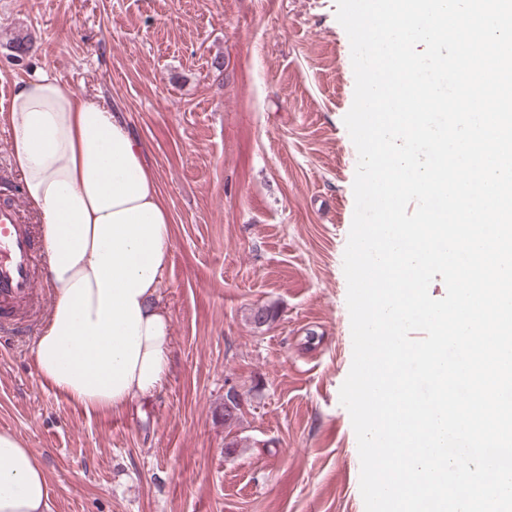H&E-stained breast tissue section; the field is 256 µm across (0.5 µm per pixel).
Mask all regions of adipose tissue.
Masks as SVG:
<instances>
[{"label":"adipose tissue","instance_id":"ef3b65f1","mask_svg":"<svg viewBox=\"0 0 512 512\" xmlns=\"http://www.w3.org/2000/svg\"><path fill=\"white\" fill-rule=\"evenodd\" d=\"M5 121L25 199L41 219L54 301L31 348L39 378L85 410L160 390L172 336L161 302L172 220L128 121L44 70ZM0 512H53L31 449L0 430Z\"/></svg>","mask_w":512,"mask_h":512}]
</instances>
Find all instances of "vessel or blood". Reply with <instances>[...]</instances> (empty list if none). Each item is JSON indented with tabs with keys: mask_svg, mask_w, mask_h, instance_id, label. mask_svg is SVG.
<instances>
[{
	"mask_svg": "<svg viewBox=\"0 0 512 512\" xmlns=\"http://www.w3.org/2000/svg\"><path fill=\"white\" fill-rule=\"evenodd\" d=\"M37 251L32 225L18 200L0 198V324L17 330L37 295Z\"/></svg>",
	"mask_w": 512,
	"mask_h": 512,
	"instance_id": "b4317fda",
	"label": "vessel or blood"
}]
</instances>
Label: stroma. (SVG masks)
I'll return each instance as SVG.
<instances>
[{"label": "stroma", "mask_w": 512, "mask_h": 512, "mask_svg": "<svg viewBox=\"0 0 512 512\" xmlns=\"http://www.w3.org/2000/svg\"><path fill=\"white\" fill-rule=\"evenodd\" d=\"M38 68L125 113L173 231L160 391L90 413L44 385L47 288L0 352V429L32 449L54 512H365L339 398L358 153L336 0H0V113ZM262 306L276 317L253 324Z\"/></svg>", "instance_id": "35a3bbf8"}]
</instances>
